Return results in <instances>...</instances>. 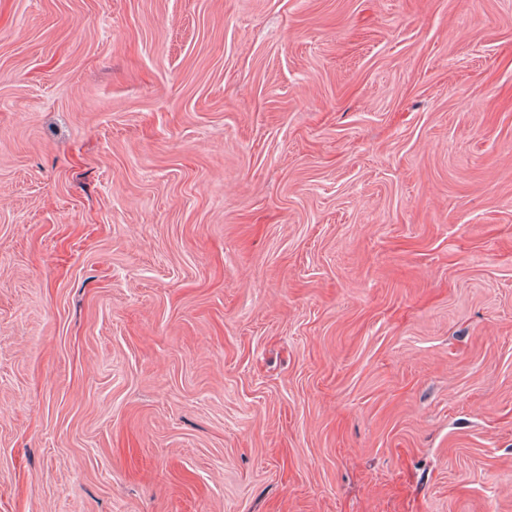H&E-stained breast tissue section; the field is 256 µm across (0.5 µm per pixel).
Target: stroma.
Returning a JSON list of instances; mask_svg holds the SVG:
<instances>
[{
  "label": "stroma",
  "mask_w": 512,
  "mask_h": 512,
  "mask_svg": "<svg viewBox=\"0 0 512 512\" xmlns=\"http://www.w3.org/2000/svg\"><path fill=\"white\" fill-rule=\"evenodd\" d=\"M0 512H512V0H0Z\"/></svg>",
  "instance_id": "35a3bbf8"
}]
</instances>
